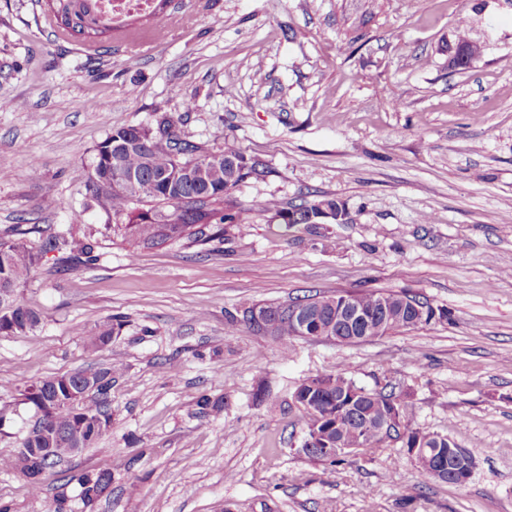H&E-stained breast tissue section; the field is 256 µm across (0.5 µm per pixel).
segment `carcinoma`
<instances>
[{
    "label": "carcinoma",
    "mask_w": 512,
    "mask_h": 512,
    "mask_svg": "<svg viewBox=\"0 0 512 512\" xmlns=\"http://www.w3.org/2000/svg\"><path fill=\"white\" fill-rule=\"evenodd\" d=\"M52 14L58 32L64 37L81 39L88 48H97L105 40L119 32H130L129 24L114 26L105 20L98 8L97 0H45ZM455 44L469 49L467 61L462 68L470 67L481 57L482 48L470 40L465 32H459ZM172 119L162 116L156 124L130 125L112 131L98 146L90 164L88 176L97 182L90 183L92 196L97 205L112 214L120 224L122 237L135 244L160 245L183 238H197L203 234V227L209 224H227L243 227L248 217L243 210H236L226 203V197L248 174H260L256 164H248L245 156L231 143L224 144L219 151L223 161L210 164L204 179L188 176L180 181H170L165 174L175 169L173 153L181 154L180 161L188 165L201 158L198 147L177 138ZM345 209L343 202L335 198L316 199L294 205L286 211L276 200L264 205L263 211L282 219L286 227L311 223L324 211L336 213ZM95 246L87 238L64 235L50 236L33 246L22 239L0 241V286L12 288V297L0 302V330L13 328L12 334L21 335L32 330L39 323L38 314L20 300L19 289L24 287L33 269L42 257L49 252H63L67 258L81 263L96 259ZM348 300L370 310L380 304L386 305L387 314L380 315L368 330L362 328L334 334L333 341L343 344L359 340L381 337L391 331L414 329L427 326L435 319H444L446 314L430 316L424 321H412L408 313L411 304L430 306L426 300L405 291L368 293H348ZM304 306L319 312L323 329H328L334 311L326 298H297L287 305H277L281 315L274 319L270 333L277 336L284 352L293 348L299 338L297 331L288 321V309ZM120 321L107 318L98 324L93 334L91 346L103 347L109 344L112 336L119 333ZM123 363L115 361L109 366L94 370L99 386L93 392L96 400L80 407L67 405L68 395L61 382L48 377L24 388L23 396L36 409L42 411L38 425L24 438L23 448H48L49 441L44 437L45 430H53L60 437L68 435L78 424L82 412H108L111 404L112 381L124 375ZM298 404L308 401L320 407L333 406L343 410L346 419L341 428H334L335 421L318 423V417L307 413L306 429L319 426L327 433V440L343 447L332 450L321 444L310 448L305 454L314 461L330 465L341 464L346 458L358 454L373 455L388 439H400L404 447L410 449L419 441L425 442V457L418 467L424 477L448 484H459V470L462 461H473L471 454L461 448L452 438L438 432H423L411 420L412 405L394 396L376 390H365L343 368L336 373L318 374L303 380L294 391ZM197 413L218 415L223 410V402L207 395L196 402ZM396 410V425L387 432H365L364 422L377 417L381 408ZM111 481L106 472L91 473L83 477L82 497L91 502L102 496Z\"/></svg>",
    "instance_id": "cac0c4a2"
}]
</instances>
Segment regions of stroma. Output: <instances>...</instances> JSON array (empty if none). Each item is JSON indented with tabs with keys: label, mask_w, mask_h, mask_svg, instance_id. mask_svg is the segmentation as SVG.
Returning <instances> with one entry per match:
<instances>
[{
	"label": "stroma",
	"mask_w": 512,
	"mask_h": 512,
	"mask_svg": "<svg viewBox=\"0 0 512 512\" xmlns=\"http://www.w3.org/2000/svg\"><path fill=\"white\" fill-rule=\"evenodd\" d=\"M484 46L448 67L459 28ZM175 123L202 152L232 141L261 172L230 199L244 229L133 245L88 188L113 130ZM342 201L345 224L271 222L262 205ZM37 227L95 244L46 254L0 335V457L39 419L22 391L122 361L112 426L32 492L0 469L7 512H512V0H173L156 29L98 50L61 37L44 0H0V234ZM407 290L443 320L341 345L248 327L245 309L309 295ZM123 327L89 350L96 325ZM348 368L411 393L414 424L476 467L425 479L401 442L332 466L308 458L307 377ZM207 394L224 410L203 416ZM392 478H385V471ZM106 471L101 498L85 473ZM110 481L111 476L106 472H96L84 476L81 483L83 500L88 503L102 496Z\"/></svg>",
	"instance_id": "stroma-1"
}]
</instances>
